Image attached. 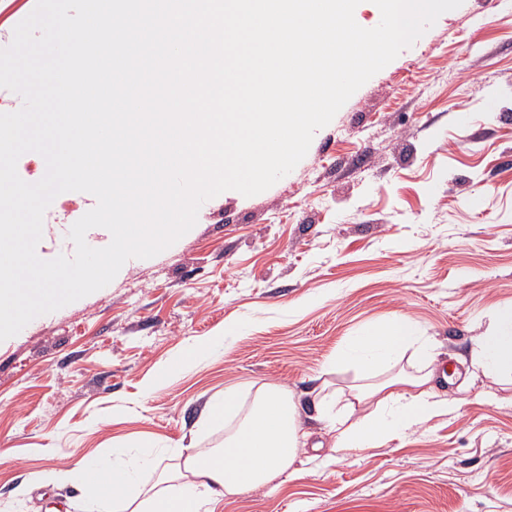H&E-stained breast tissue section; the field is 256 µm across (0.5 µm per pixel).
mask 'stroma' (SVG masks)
I'll return each instance as SVG.
<instances>
[{"label": "stroma", "instance_id": "1", "mask_svg": "<svg viewBox=\"0 0 512 512\" xmlns=\"http://www.w3.org/2000/svg\"><path fill=\"white\" fill-rule=\"evenodd\" d=\"M512 306V11L463 0L359 88L268 190L226 191L160 254L0 341V512H78L42 471L153 441L220 448L207 404L275 384L299 398L310 444L293 475L214 512H512V377L460 363ZM414 321L437 346L455 412L380 448L331 450L308 395L367 325ZM235 333L192 372L145 392L184 345Z\"/></svg>", "mask_w": 512, "mask_h": 512}]
</instances>
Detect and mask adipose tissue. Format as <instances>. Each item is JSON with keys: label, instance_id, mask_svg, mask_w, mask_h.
<instances>
[{"label": "adipose tissue", "instance_id": "ef3b65f1", "mask_svg": "<svg viewBox=\"0 0 512 512\" xmlns=\"http://www.w3.org/2000/svg\"><path fill=\"white\" fill-rule=\"evenodd\" d=\"M214 334L184 346L156 377L167 382L192 371L221 346ZM434 343L421 335L410 319L397 317L367 327L340 355L365 367L397 363L412 352L415 372H400L384 380L356 387L351 400L321 384L312 399L320 422L333 439L335 451L378 448L401 437L418 424L448 414L454 406L435 393ZM474 371L486 375L512 374V307L489 317L486 331L469 351ZM206 420L227 425L223 447L187 455L177 472L143 491L142 500L130 498L141 467L151 465V452L140 453L133 463L121 465L98 458L79 460L68 471L50 469L44 485L72 482L86 492L83 512H212L227 496H240L254 487L273 483L293 466L307 434L300 425L298 404L286 389L263 384L251 405L233 394L208 406Z\"/></svg>", "mask_w": 512, "mask_h": 512}]
</instances>
